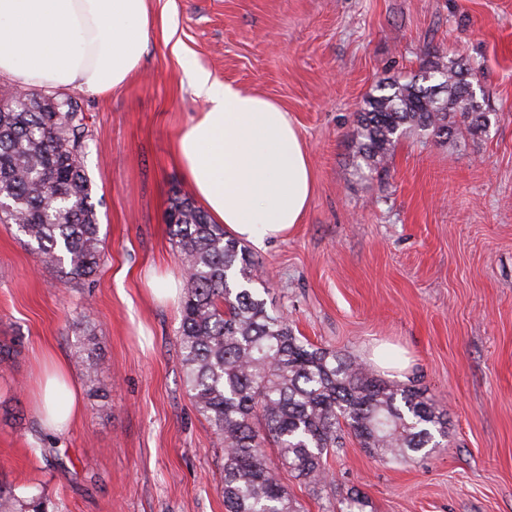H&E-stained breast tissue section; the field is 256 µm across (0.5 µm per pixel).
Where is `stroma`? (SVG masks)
Wrapping results in <instances>:
<instances>
[{
	"instance_id": "35a3bbf8",
	"label": "stroma",
	"mask_w": 512,
	"mask_h": 512,
	"mask_svg": "<svg viewBox=\"0 0 512 512\" xmlns=\"http://www.w3.org/2000/svg\"><path fill=\"white\" fill-rule=\"evenodd\" d=\"M141 68L78 92L85 170L105 254L64 282L15 225L0 223V486L47 489L67 512H224V444L184 385L179 304L149 271L181 277L165 215L190 196L172 159L201 112L172 43L213 78L280 103L306 144L314 192L302 224L251 247L269 309L296 335L367 362L391 344L404 386L448 409V445L379 461L354 438L328 455L332 484L283 481L299 512L355 490L365 512H512V0H147ZM478 72L488 129L403 136L383 167H357V114L377 83L418 74L431 52ZM100 356L99 395L74 363L82 321ZM69 360L83 412L61 433L36 408L48 356ZM52 449L47 466L33 448Z\"/></svg>"
}]
</instances>
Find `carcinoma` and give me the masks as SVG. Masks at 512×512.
<instances>
[{"instance_id":"cac0c4a2","label":"carcinoma","mask_w":512,"mask_h":512,"mask_svg":"<svg viewBox=\"0 0 512 512\" xmlns=\"http://www.w3.org/2000/svg\"><path fill=\"white\" fill-rule=\"evenodd\" d=\"M475 79L466 63L435 54L418 75L380 81L357 116L359 157L377 168L410 131L446 140L487 127L490 114L470 98ZM87 133L81 104L70 95H0V214L37 258L55 263L73 283L88 280L104 252L82 163ZM165 223L187 259L180 349L189 395L224 442V512H299L280 471L326 482L325 457L342 450L348 436L397 464L444 447L446 410L418 388L392 385L349 355L295 335L250 287L257 279L250 252L189 198L172 199ZM75 358L98 392L92 339ZM364 507L360 494L348 491L336 512ZM0 512L62 508L44 488L23 500L0 487Z\"/></svg>"}]
</instances>
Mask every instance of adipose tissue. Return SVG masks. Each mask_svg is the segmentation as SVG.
Returning <instances> with one entry per match:
<instances>
[{
	"mask_svg": "<svg viewBox=\"0 0 512 512\" xmlns=\"http://www.w3.org/2000/svg\"><path fill=\"white\" fill-rule=\"evenodd\" d=\"M147 0H0V77L20 90L101 95L139 71ZM190 84L206 108L173 141L197 203L233 237L262 246L302 223L313 193L306 145L273 100L219 82L194 63ZM45 425L66 430L81 403L65 361L39 383Z\"/></svg>",
	"mask_w": 512,
	"mask_h": 512,
	"instance_id": "1",
	"label": "adipose tissue"
}]
</instances>
